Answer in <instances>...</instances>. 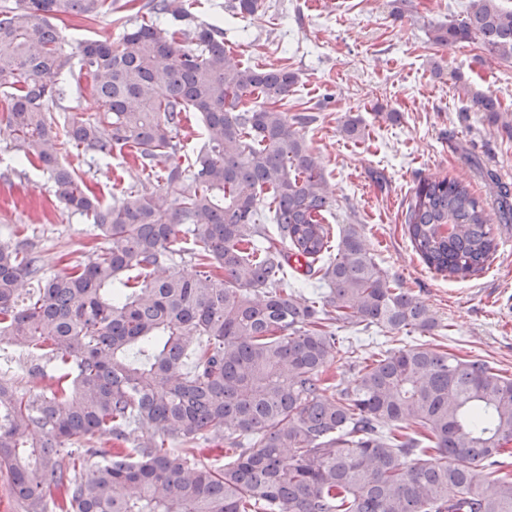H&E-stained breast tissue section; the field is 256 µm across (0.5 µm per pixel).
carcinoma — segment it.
Masks as SVG:
<instances>
[{"instance_id":"obj_1","label":"carcinoma","mask_w":512,"mask_h":512,"mask_svg":"<svg viewBox=\"0 0 512 512\" xmlns=\"http://www.w3.org/2000/svg\"><path fill=\"white\" fill-rule=\"evenodd\" d=\"M195 0H150L116 45L79 44L92 78L93 119L58 132L72 67L54 21H94L112 0H15L0 6V120L12 148L46 171L55 197L106 241L86 263L46 278L28 240L0 245V337L28 353V372L55 362L56 382L19 392L0 376V472L24 512H512V377L482 359L423 346L353 361L363 330L430 332L428 307L389 280L350 224L337 242L321 163L288 117L298 81L224 47L223 31L194 24ZM263 0H228L243 18ZM165 15L177 29L158 26ZM446 48L478 40L512 59V9L472 0L458 23L430 30ZM474 105L499 121L495 99ZM197 113L205 141L183 166L178 129ZM92 158L132 150L141 173L161 167L164 188L105 205L66 164L60 138ZM498 223H512V187L499 185ZM425 265L456 279L498 248L470 185L419 181L405 211ZM197 271L172 267L179 237ZM323 291L285 286L288 269ZM356 371L338 388L333 363ZM145 429L147 433L139 434ZM106 436L111 449L84 468ZM220 439L222 465L197 453ZM58 494L48 500L51 488Z\"/></svg>"}]
</instances>
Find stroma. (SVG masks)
<instances>
[{"label": "stroma", "mask_w": 512, "mask_h": 512, "mask_svg": "<svg viewBox=\"0 0 512 512\" xmlns=\"http://www.w3.org/2000/svg\"><path fill=\"white\" fill-rule=\"evenodd\" d=\"M145 0H115L110 15L64 21L62 46L76 53L86 39L118 41ZM471 0H264L257 15H232L226 0H200L195 13L224 31V45L251 66H285L298 75L289 113L316 112L303 135L319 157L333 202L327 223L359 225L379 267L417 296L438 321L435 330L397 333L391 346L422 344L463 359L494 362L512 375V224L500 227L491 263L466 280L427 269L404 224L420 179L448 175L468 182L481 198L492 179L512 184V61L477 42L433 44L432 27L463 19ZM75 117L95 115L98 103L79 66L62 77ZM497 99L501 124L477 111L474 95ZM400 114L391 121L389 112ZM363 120L359 139L340 131L346 116ZM64 158L103 202L156 190L120 155L89 159L67 147ZM34 243L45 276L87 261L97 244L86 217L55 198L41 169L22 161L0 123V244ZM28 356L0 342V370L18 391L48 389L52 377L32 380Z\"/></svg>", "instance_id": "stroma-1"}]
</instances>
